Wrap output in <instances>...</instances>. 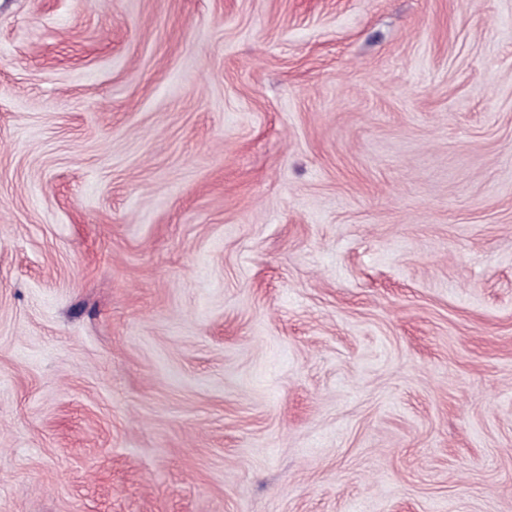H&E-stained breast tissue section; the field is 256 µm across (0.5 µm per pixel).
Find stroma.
I'll return each mask as SVG.
<instances>
[{
	"instance_id": "1",
	"label": "stroma",
	"mask_w": 512,
	"mask_h": 512,
	"mask_svg": "<svg viewBox=\"0 0 512 512\" xmlns=\"http://www.w3.org/2000/svg\"><path fill=\"white\" fill-rule=\"evenodd\" d=\"M0 512H512V0H0Z\"/></svg>"
}]
</instances>
